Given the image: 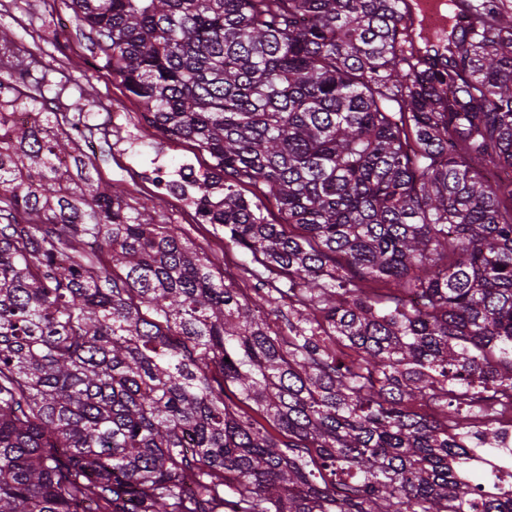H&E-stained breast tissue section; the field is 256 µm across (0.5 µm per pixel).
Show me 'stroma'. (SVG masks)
I'll return each instance as SVG.
<instances>
[{"instance_id":"obj_1","label":"stroma","mask_w":512,"mask_h":512,"mask_svg":"<svg viewBox=\"0 0 512 512\" xmlns=\"http://www.w3.org/2000/svg\"><path fill=\"white\" fill-rule=\"evenodd\" d=\"M0 30L11 35L13 52L30 62L33 81L44 85L42 108L65 112L75 98L86 99L97 157L93 181L120 185L136 209L163 206L184 244L207 255L235 287L252 293L259 280L258 265L225 241L223 230L202 223L194 210L158 201L144 178L145 171L157 167L169 173L181 166L205 171L211 164L209 155L188 142L168 143L159 133L139 138L138 104L118 80L90 66V44L64 0H0Z\"/></svg>"}]
</instances>
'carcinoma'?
Listing matches in <instances>:
<instances>
[{"mask_svg":"<svg viewBox=\"0 0 512 512\" xmlns=\"http://www.w3.org/2000/svg\"><path fill=\"white\" fill-rule=\"evenodd\" d=\"M448 6L433 43L408 0H70L92 66L211 158L202 221L285 287L224 283L57 113L0 108V512H512V471L462 477L512 430L409 409L512 398V13Z\"/></svg>","mask_w":512,"mask_h":512,"instance_id":"cac0c4a2","label":"carcinoma"}]
</instances>
